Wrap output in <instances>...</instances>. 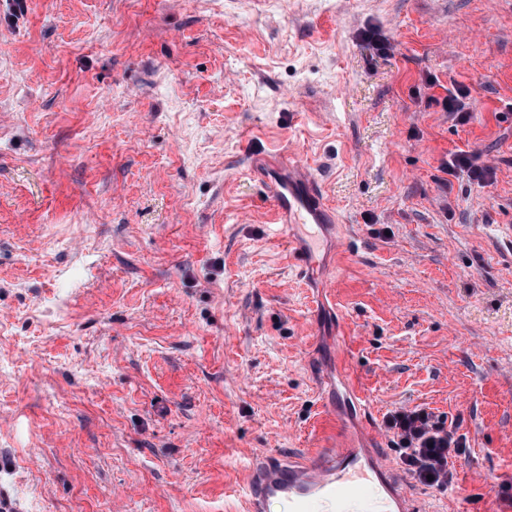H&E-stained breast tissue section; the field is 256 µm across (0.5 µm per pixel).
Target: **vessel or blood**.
<instances>
[{"instance_id":"b4317fda","label":"vessel or blood","mask_w":512,"mask_h":512,"mask_svg":"<svg viewBox=\"0 0 512 512\" xmlns=\"http://www.w3.org/2000/svg\"><path fill=\"white\" fill-rule=\"evenodd\" d=\"M263 168L282 233L291 239L296 264L306 267L308 248L293 239L295 224L324 226L336 218L307 168L284 156L265 157ZM248 473L242 492L249 512H264L277 499L288 501L292 512H419L403 493L406 475L377 454L339 450L312 461L273 454L252 462Z\"/></svg>"}]
</instances>
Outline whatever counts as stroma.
I'll list each match as a JSON object with an SVG mask.
<instances>
[{"instance_id": "1", "label": "stroma", "mask_w": 512, "mask_h": 512, "mask_svg": "<svg viewBox=\"0 0 512 512\" xmlns=\"http://www.w3.org/2000/svg\"><path fill=\"white\" fill-rule=\"evenodd\" d=\"M274 152L338 219L303 270ZM418 405L464 439L423 512H512V0H0V498L248 512ZM449 175L456 174L458 171H467L469 176L479 182H485L491 178L492 169L490 167L479 166L475 163V158L463 151L451 153L448 163L443 167Z\"/></svg>"}]
</instances>
